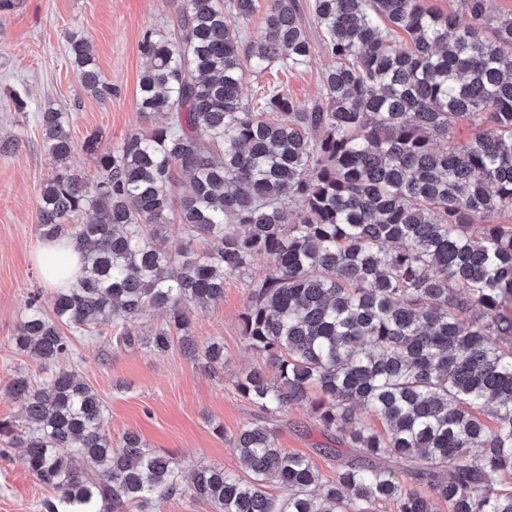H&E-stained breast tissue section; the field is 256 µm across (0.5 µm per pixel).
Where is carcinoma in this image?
<instances>
[{
    "instance_id": "1",
    "label": "carcinoma",
    "mask_w": 512,
    "mask_h": 512,
    "mask_svg": "<svg viewBox=\"0 0 512 512\" xmlns=\"http://www.w3.org/2000/svg\"><path fill=\"white\" fill-rule=\"evenodd\" d=\"M176 2L170 26L141 43L139 111L164 123L112 150L85 138L94 183L68 170L70 114L38 113L59 170L36 227L70 237L83 268L52 292L51 312L40 293L28 298L16 346L55 370L11 380L25 422L0 420V443L24 449L53 492L46 512H160L186 494L214 512H512V20L491 24L487 0L452 14L424 0H313L334 59L322 96L273 90L250 107L245 75L312 63L297 0ZM66 53L87 91L112 96L88 38L71 35ZM460 121L474 129L462 145L448 140ZM174 225L185 244L173 252L161 240ZM261 257L270 270L245 282L242 325L264 367L235 391L268 418L311 405L356 459L329 479L278 448L268 422L233 437L242 474L206 465L187 476L135 432L112 447L98 394L61 366L63 328L113 326L115 347L158 354L176 341L213 370L224 345L192 336L189 307L223 300L226 278ZM147 309L167 321L145 340L130 325ZM392 459L421 489L384 466Z\"/></svg>"
}]
</instances>
